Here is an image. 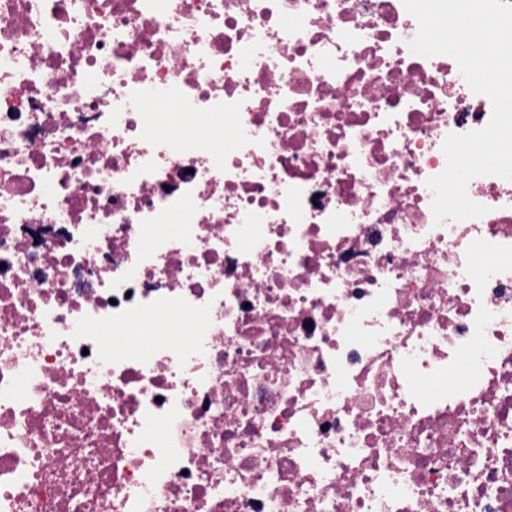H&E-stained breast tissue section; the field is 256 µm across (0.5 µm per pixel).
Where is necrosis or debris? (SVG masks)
I'll use <instances>...</instances> for the list:
<instances>
[{
  "label": "necrosis or debris",
  "instance_id": "necrosis-or-debris-1",
  "mask_svg": "<svg viewBox=\"0 0 512 512\" xmlns=\"http://www.w3.org/2000/svg\"><path fill=\"white\" fill-rule=\"evenodd\" d=\"M417 29L0 0V512H512V180L435 225L493 108Z\"/></svg>",
  "mask_w": 512,
  "mask_h": 512
}]
</instances>
